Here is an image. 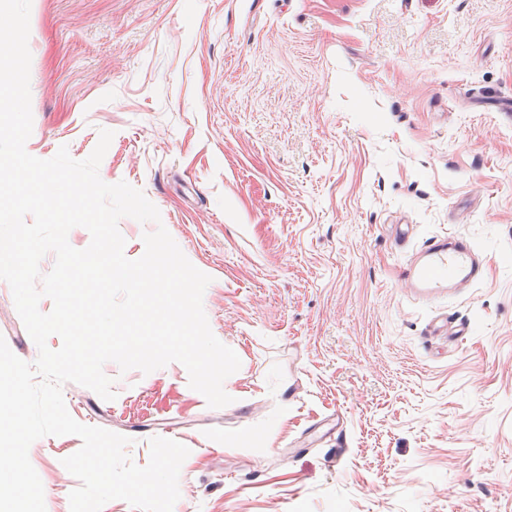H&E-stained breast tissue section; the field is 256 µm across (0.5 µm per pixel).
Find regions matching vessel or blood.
<instances>
[{
  "label": "vessel or blood",
  "mask_w": 512,
  "mask_h": 512,
  "mask_svg": "<svg viewBox=\"0 0 512 512\" xmlns=\"http://www.w3.org/2000/svg\"><path fill=\"white\" fill-rule=\"evenodd\" d=\"M487 267L486 255L468 235H431L414 248L402 276L411 296L435 305L483 283ZM424 333L461 343L472 336L473 323L447 305L428 320Z\"/></svg>",
  "instance_id": "vessel-or-blood-1"
}]
</instances>
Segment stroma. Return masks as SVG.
<instances>
[{
	"label": "stroma",
	"mask_w": 512,
	"mask_h": 512,
	"mask_svg": "<svg viewBox=\"0 0 512 512\" xmlns=\"http://www.w3.org/2000/svg\"><path fill=\"white\" fill-rule=\"evenodd\" d=\"M28 46L27 152L113 131L101 179L161 215L119 221L125 256L164 225L241 360L218 409L181 363H106L74 419L140 466L187 446L173 512H512V0H32ZM397 224L486 250L468 344L425 336ZM0 336L36 360L3 280ZM80 446L31 445L46 512Z\"/></svg>",
	"instance_id": "35a3bbf8"
}]
</instances>
